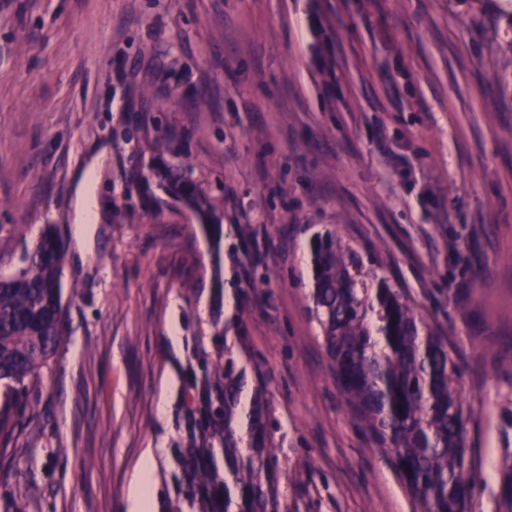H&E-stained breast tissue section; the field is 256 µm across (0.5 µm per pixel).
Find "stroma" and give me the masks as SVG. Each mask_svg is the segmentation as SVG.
<instances>
[{
	"label": "stroma",
	"mask_w": 512,
	"mask_h": 512,
	"mask_svg": "<svg viewBox=\"0 0 512 512\" xmlns=\"http://www.w3.org/2000/svg\"><path fill=\"white\" fill-rule=\"evenodd\" d=\"M185 163L219 233L163 181ZM85 177L96 224L74 221ZM48 224L66 335L9 413L0 512H123L145 453L173 470L187 351L169 336H192L216 279L281 512H414L310 313L328 232L455 345L470 510L499 512L512 0H0V271Z\"/></svg>",
	"instance_id": "1"
}]
</instances>
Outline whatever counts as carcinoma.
Masks as SVG:
<instances>
[{
	"label": "carcinoma",
	"instance_id": "1",
	"mask_svg": "<svg viewBox=\"0 0 512 512\" xmlns=\"http://www.w3.org/2000/svg\"><path fill=\"white\" fill-rule=\"evenodd\" d=\"M181 166L174 176L198 209L204 197ZM63 244L54 226L0 274V385L4 410L23 403L65 336L61 281ZM313 314L337 382L352 411L385 447L418 512H469L474 461L466 451V412L455 349L421 334L410 301L364 265L339 235L313 249ZM244 340L227 344L215 317L195 329L178 391L177 437L171 439L174 492L160 512H280L277 461L263 406L248 411L249 442L236 435L242 381L237 358ZM505 491L500 512H512V451L500 460Z\"/></svg>",
	"mask_w": 512,
	"mask_h": 512
}]
</instances>
